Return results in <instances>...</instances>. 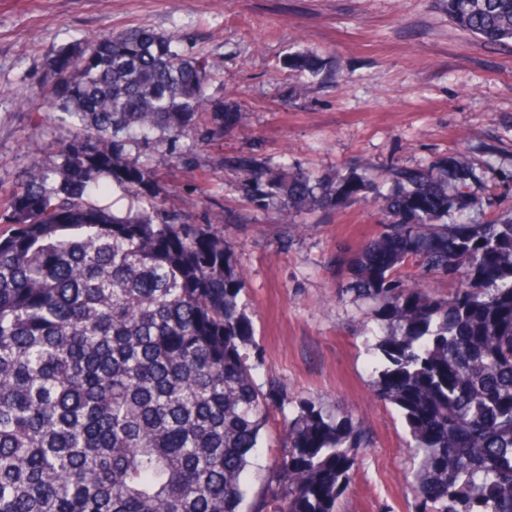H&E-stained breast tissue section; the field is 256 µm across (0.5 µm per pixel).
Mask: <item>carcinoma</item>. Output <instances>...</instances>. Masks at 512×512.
Instances as JSON below:
<instances>
[{"label":"carcinoma","mask_w":512,"mask_h":512,"mask_svg":"<svg viewBox=\"0 0 512 512\" xmlns=\"http://www.w3.org/2000/svg\"><path fill=\"white\" fill-rule=\"evenodd\" d=\"M462 32L512 41V0H445ZM39 95L72 139L33 160L0 229V512H338L364 428L303 405L281 435L266 494L244 475L278 386L248 363L250 321L224 237L104 204L139 197L121 165L130 131L190 137L212 69L141 25L56 51ZM237 189L281 211H332L371 184L232 161ZM384 220L349 262L376 305L377 399L397 408L416 467L415 512H512V207L473 209L460 153L394 167ZM454 193H448V184ZM424 279H449L438 299Z\"/></svg>","instance_id":"cac0c4a2"}]
</instances>
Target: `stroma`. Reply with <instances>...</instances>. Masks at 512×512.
Returning a JSON list of instances; mask_svg holds the SVG:
<instances>
[{
  "label": "stroma",
  "mask_w": 512,
  "mask_h": 512,
  "mask_svg": "<svg viewBox=\"0 0 512 512\" xmlns=\"http://www.w3.org/2000/svg\"><path fill=\"white\" fill-rule=\"evenodd\" d=\"M138 25L178 36L209 61L200 132L216 113L237 116L209 141L131 133L113 153L147 168L160 210L223 232L243 275L256 382L276 381L288 395L245 474L250 496L265 489L284 419L308 403L350 416L372 441L357 451L339 512H414L404 425L372 387L374 306L347 292L336 268L337 256L378 231L377 197L300 214L310 225L301 234L282 223L276 201L244 198L226 163L245 156L275 173L288 165L328 180L363 175L385 195L391 167L461 150L483 197L512 173V43L464 34L441 0H0V204L29 157L69 139L37 95L53 54ZM299 57L314 58L318 73L297 68Z\"/></svg>",
  "instance_id": "stroma-1"
}]
</instances>
